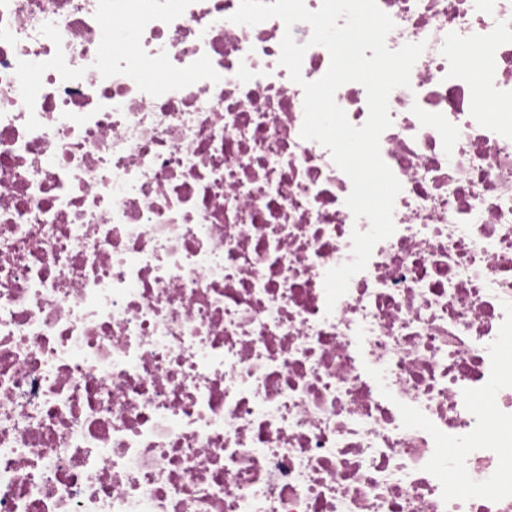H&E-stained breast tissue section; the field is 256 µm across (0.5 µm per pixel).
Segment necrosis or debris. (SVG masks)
<instances>
[{
  "label": "necrosis or debris",
  "instance_id": "1",
  "mask_svg": "<svg viewBox=\"0 0 512 512\" xmlns=\"http://www.w3.org/2000/svg\"><path fill=\"white\" fill-rule=\"evenodd\" d=\"M394 234L240 0H0V512H512V0H376Z\"/></svg>",
  "mask_w": 512,
  "mask_h": 512
}]
</instances>
